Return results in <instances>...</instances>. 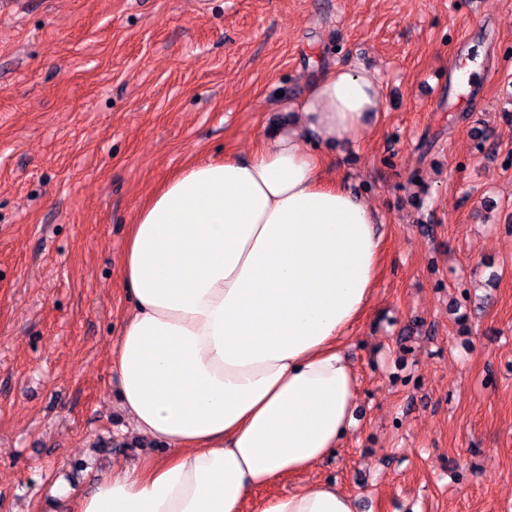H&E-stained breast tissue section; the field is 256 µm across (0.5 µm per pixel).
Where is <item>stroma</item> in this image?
<instances>
[{
  "label": "stroma",
  "mask_w": 512,
  "mask_h": 512,
  "mask_svg": "<svg viewBox=\"0 0 512 512\" xmlns=\"http://www.w3.org/2000/svg\"><path fill=\"white\" fill-rule=\"evenodd\" d=\"M332 65L383 103L325 171L382 220L357 426L242 512L324 479L364 512H512V0H0V512L163 456L111 365L129 228L188 163L295 126Z\"/></svg>",
  "instance_id": "35a3bbf8"
}]
</instances>
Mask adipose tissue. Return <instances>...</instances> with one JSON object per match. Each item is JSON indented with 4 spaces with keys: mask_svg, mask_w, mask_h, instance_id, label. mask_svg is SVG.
I'll return each instance as SVG.
<instances>
[{
    "mask_svg": "<svg viewBox=\"0 0 512 512\" xmlns=\"http://www.w3.org/2000/svg\"><path fill=\"white\" fill-rule=\"evenodd\" d=\"M381 110L375 76L329 68L297 128L151 195L126 243L134 306L114 361L137 434L166 454L62 487L44 512H240L343 447L360 388L347 340L373 294L380 218L304 142H360ZM260 512H358V498L326 480Z\"/></svg>",
    "mask_w": 512,
    "mask_h": 512,
    "instance_id": "obj_1",
    "label": "adipose tissue"
}]
</instances>
